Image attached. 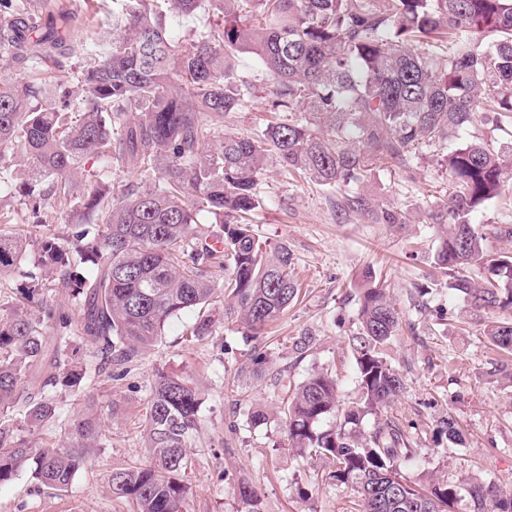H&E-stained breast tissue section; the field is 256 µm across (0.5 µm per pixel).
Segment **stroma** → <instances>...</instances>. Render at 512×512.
<instances>
[{
	"mask_svg": "<svg viewBox=\"0 0 512 512\" xmlns=\"http://www.w3.org/2000/svg\"><path fill=\"white\" fill-rule=\"evenodd\" d=\"M44 3L51 10L77 14L74 35L84 45L119 34L112 25L111 0H0V19ZM238 72L254 85L255 96L236 113L229 130L249 135L270 118L266 102L271 78L249 55L240 56ZM447 153L444 146L421 145L408 166L384 165L365 182L373 209L407 213L409 222L399 229L375 223L371 212H345L346 188L327 189L269 164L256 186L259 204L247 220L260 238L288 245L300 295L269 326L261 371H254L252 346L235 325L224 324L218 335L199 340L190 334L192 314L181 315L127 373L92 383L101 404L119 403L124 413L102 417V445L69 491L37 484L26 468L0 485V512H129V505L112 494V470L146 461L142 418L150 387L162 370L192 379L205 395L201 430L192 442V466L185 477L192 489L187 512H238L237 487L242 481L257 489L265 512H347L352 491L321 480V473L331 467L328 460L301 464L288 448L279 410L289 387L312 368L346 359L356 317L349 288L368 266L388 280L407 324L390 352L393 365L405 376L394 409L413 426L421 448L417 467L406 470V477L415 482L426 475L451 476L477 467L512 487V397L489 379L495 354L464 331L462 304L449 297L448 278L434 265L441 233L432 214L450 190ZM7 155L15 190L0 197V212L7 217L4 229L29 235L31 241L18 267L0 274L4 308L27 288L29 274L38 272L36 237L45 230L34 223L20 188L28 177L27 157L15 148ZM308 330L316 334L317 344L302 361H295L293 343ZM454 377L464 393L456 413L466 441L451 448L434 443L429 424L447 409L448 382ZM256 405L268 415L261 426L249 419Z\"/></svg>",
	"mask_w": 512,
	"mask_h": 512,
	"instance_id": "1",
	"label": "stroma"
}]
</instances>
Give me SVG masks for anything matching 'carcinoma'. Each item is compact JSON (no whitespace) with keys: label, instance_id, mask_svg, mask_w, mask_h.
Returning a JSON list of instances; mask_svg holds the SVG:
<instances>
[{"label":"carcinoma","instance_id":"carcinoma-1","mask_svg":"<svg viewBox=\"0 0 512 512\" xmlns=\"http://www.w3.org/2000/svg\"><path fill=\"white\" fill-rule=\"evenodd\" d=\"M154 2L112 0L123 34L84 48L92 63L76 74L48 71L65 50L66 17L26 12L0 25V49L23 74L0 83V169L9 168L1 148L24 150L32 212L77 226L67 245L52 234L40 248L41 265L80 313L73 330L33 274L21 295L26 307L0 315V485L32 465L38 482L68 491L101 444L94 394L85 393L87 412L70 422L66 447L37 445L25 430L59 420L53 388L78 387L91 372H122L185 313L194 314L198 339L235 318L253 343V365L265 360L266 327L299 296L288 246L260 240L245 222L269 163L352 189L380 164H404L421 145H442L464 127L499 129L512 114V0H164L175 17L224 15L223 28L185 41L155 15ZM444 35L445 56L414 49ZM241 54L271 77L275 114L243 137L224 133V119L252 99L237 73ZM89 157L127 178L114 194L88 171L76 212L73 181ZM446 163L452 191L433 214L444 225L435 264L466 309L464 324L498 355L488 376L512 393V253L485 247L490 234L511 238L512 228L472 222L500 196L512 142L495 150L474 135L450 148ZM201 215L211 224L204 234ZM372 215L378 224L408 223L398 210ZM25 251V241L0 232V273ZM214 267L228 271L221 285ZM353 292L358 313L347 348L357 396L341 399L338 370L312 369L280 408L289 449L306 464L332 461L326 479L355 492L350 512H454L460 501L469 512H512V489L484 474L424 483L404 476L420 449L392 412L404 377L388 351L403 313L369 267ZM74 333L96 356L77 361ZM316 342L311 332L297 337L295 359ZM202 404L188 380L156 375L143 420L147 462L112 469V493L130 512H185L187 448ZM432 431L450 445L465 443L450 412ZM238 496L241 512H264L249 484H239Z\"/></svg>","mask_w":512,"mask_h":512}]
</instances>
